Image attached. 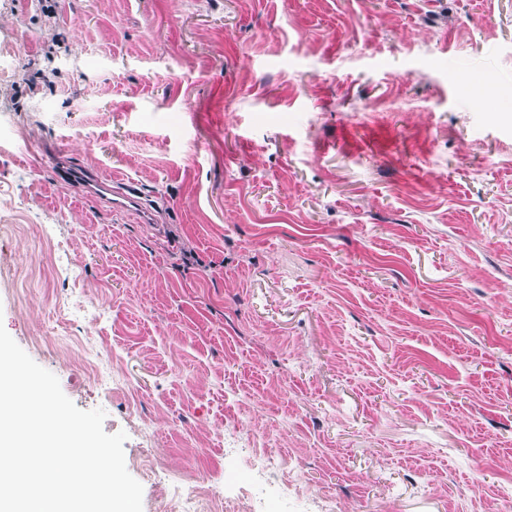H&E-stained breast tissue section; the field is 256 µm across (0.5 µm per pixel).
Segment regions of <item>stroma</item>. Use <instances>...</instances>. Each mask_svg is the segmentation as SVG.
<instances>
[{
    "label": "stroma",
    "mask_w": 512,
    "mask_h": 512,
    "mask_svg": "<svg viewBox=\"0 0 512 512\" xmlns=\"http://www.w3.org/2000/svg\"><path fill=\"white\" fill-rule=\"evenodd\" d=\"M509 100L512 0H0V324L143 512H507Z\"/></svg>",
    "instance_id": "stroma-1"
}]
</instances>
